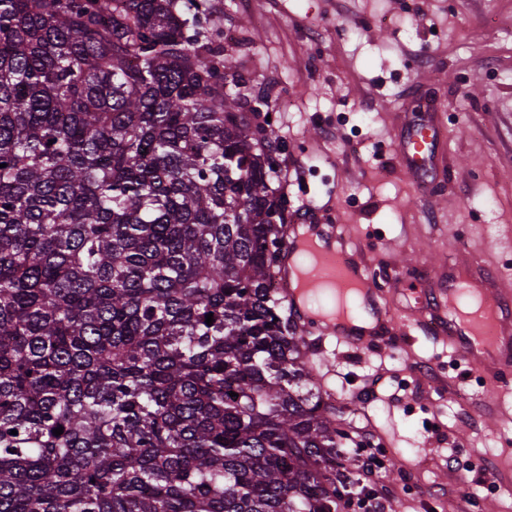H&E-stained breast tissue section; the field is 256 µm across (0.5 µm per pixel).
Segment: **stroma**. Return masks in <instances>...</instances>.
I'll return each mask as SVG.
<instances>
[{
  "mask_svg": "<svg viewBox=\"0 0 512 512\" xmlns=\"http://www.w3.org/2000/svg\"><path fill=\"white\" fill-rule=\"evenodd\" d=\"M243 81L250 125L279 135L273 186L287 223L300 209L342 226L384 276L380 347L328 339L311 358L332 402L390 447L379 486L394 512H512V391L492 394L430 329L410 323L413 291L449 268L512 273V0H196ZM440 110L444 178L404 171L397 136ZM440 369L423 381L424 364ZM408 388L401 401L389 391ZM453 454L491 480L448 469Z\"/></svg>",
  "mask_w": 512,
  "mask_h": 512,
  "instance_id": "1",
  "label": "stroma"
}]
</instances>
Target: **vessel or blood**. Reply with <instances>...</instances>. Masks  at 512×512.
Here are the masks:
<instances>
[{
    "mask_svg": "<svg viewBox=\"0 0 512 512\" xmlns=\"http://www.w3.org/2000/svg\"><path fill=\"white\" fill-rule=\"evenodd\" d=\"M440 125L437 119L412 125L398 142L402 165L412 174H443L437 162ZM334 224L298 217L284 238L281 254L292 261L291 287L285 299L293 321L305 332L330 337L363 349L378 342L382 324L379 303L385 292L368 275L360 256L339 247ZM417 323L436 319V333L458 358L499 389L512 387V342L503 343L500 327L512 326V292L494 287L492 278L449 276L448 286L432 296L416 295L412 308ZM367 313L373 327L358 325Z\"/></svg>",
    "mask_w": 512,
    "mask_h": 512,
    "instance_id": "b4317fda",
    "label": "vessel or blood"
}]
</instances>
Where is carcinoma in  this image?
<instances>
[{
    "instance_id": "cac0c4a2",
    "label": "carcinoma",
    "mask_w": 512,
    "mask_h": 512,
    "mask_svg": "<svg viewBox=\"0 0 512 512\" xmlns=\"http://www.w3.org/2000/svg\"><path fill=\"white\" fill-rule=\"evenodd\" d=\"M176 2L0 0V512L369 498L267 287L278 135Z\"/></svg>"
}]
</instances>
